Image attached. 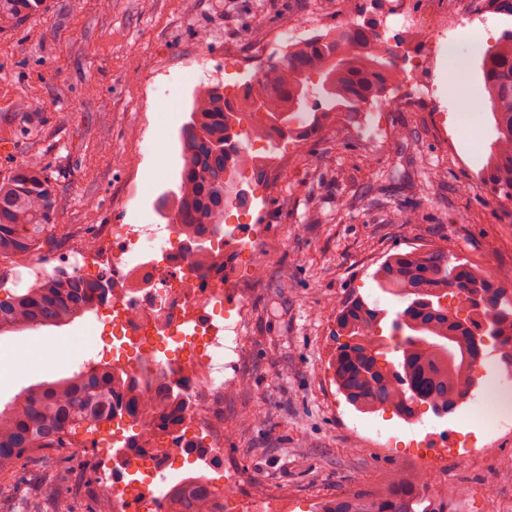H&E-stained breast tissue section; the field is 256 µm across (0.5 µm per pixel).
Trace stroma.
<instances>
[{"label": "stroma", "mask_w": 512, "mask_h": 512, "mask_svg": "<svg viewBox=\"0 0 512 512\" xmlns=\"http://www.w3.org/2000/svg\"><path fill=\"white\" fill-rule=\"evenodd\" d=\"M445 0H47L44 13L0 33V177L32 159L57 186L55 209L64 233H51L42 253L91 237L101 224H160L163 197L176 190L183 168L179 141L192 94L219 83L240 97L254 77L247 62L277 59L274 34L308 27L322 34L352 22L377 23L397 35L396 14L408 9L437 17ZM251 27L250 41L238 31ZM213 32L207 45L199 29ZM433 97L409 103L393 87L391 105L370 104L354 122L338 121L303 139L248 141L261 162L284 159L274 181L254 185L250 172L236 181L248 189L246 206L227 207L230 225L265 227L254 279L247 255L227 271L225 293L248 299L243 352L236 369L243 383L224 398V465L177 459L180 475L223 481L228 467L262 487L263 500L242 512H265L266 499L317 512L325 500L383 491L396 473L413 476L417 451L434 449L443 484L467 487L462 512H512V423L500 425L489 408L502 371L486 356L474 373L470 397L436 416L421 408L413 427L389 409H356L339 391L329 363L342 339L336 314L354 298L396 315L404 299L381 292L372 275L393 253L442 250L494 273L512 269V201L499 198L481 172L496 136L478 65L437 62ZM480 112L471 132L461 114ZM374 116L380 132L364 136ZM408 131L398 140V131ZM451 132L452 145L442 134ZM411 211L415 223L400 221ZM39 346L67 347L65 359L40 362L14 334L11 360L24 371L0 374V409L37 383L66 377L65 361L112 360L111 338L90 336L82 320L36 330ZM482 427L464 430L475 416ZM470 447L468 457L450 458ZM105 445L61 448L67 482L95 479ZM42 449L31 451L15 473L0 478V512H16L39 497L54 512L57 496L42 479Z\"/></svg>", "instance_id": "1"}]
</instances>
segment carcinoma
I'll return each mask as SVG.
<instances>
[{"label": "carcinoma", "mask_w": 512, "mask_h": 512, "mask_svg": "<svg viewBox=\"0 0 512 512\" xmlns=\"http://www.w3.org/2000/svg\"><path fill=\"white\" fill-rule=\"evenodd\" d=\"M45 0H0V32L18 27L42 12ZM395 46L372 23L353 22L298 44L288 56L269 63L247 84L241 99L224 96L218 84H201L193 92L190 119L180 132L183 169L172 223L193 244L200 263L212 257V237L221 233L224 209L242 200L234 174L252 164L246 149L234 145L233 130L240 114L249 113L250 135L275 146L292 132L301 115L310 127L333 121L335 112L352 115L367 103L389 102L396 79ZM480 69L494 105L497 136L491 143L485 179L500 198L512 200V27L483 56ZM318 77L312 84L311 78ZM318 95L326 109L308 105ZM56 185L44 166L26 162L0 179V257L22 266L41 249L47 234L57 229ZM382 292L407 299L391 321V333L402 340L387 348L379 335L387 312L360 300L339 310L341 336L351 341L339 347L332 362L334 380L346 398L360 408H390L412 416L414 404H425L437 415L452 412L475 385L473 369L483 356L484 337L503 370L512 374V271L486 276L466 263L437 251L413 250L388 256L373 274ZM457 283L458 308L464 318L426 311L448 296ZM112 291L107 281H86L60 271L16 294L0 299V335L32 327L62 326L84 316L91 295ZM389 357L385 364L376 357ZM134 380L112 366L94 364L69 377L44 381L21 393L0 410V475L16 469L33 448H70L85 435L118 418L119 408L131 419L132 440L152 441L180 421L185 406L181 388L159 382L151 402L122 404L121 393ZM448 489L420 470L409 481L397 474L385 492L336 497L324 512H441ZM208 485L197 482L171 495L170 512H211Z\"/></svg>", "instance_id": "1"}]
</instances>
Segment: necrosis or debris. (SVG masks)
I'll return each mask as SVG.
<instances>
[{
    "label": "necrosis or debris",
    "instance_id": "necrosis-or-debris-1",
    "mask_svg": "<svg viewBox=\"0 0 512 512\" xmlns=\"http://www.w3.org/2000/svg\"><path fill=\"white\" fill-rule=\"evenodd\" d=\"M460 0H450L445 17L430 23L404 13L400 32L410 36L426 31L416 54L418 65L435 63L452 53L449 20H463ZM179 237L176 224H105L91 248L75 243L40 259L46 267L68 268L82 275L87 264L111 280L112 292L94 301L91 314L104 319L123 357V369L136 380L144 395L154 390V375L169 382H184L189 403L185 422L170 432L163 448H118L110 467L101 470L102 488L112 491V512H167L166 494L146 492L129 499L125 489L133 472L147 476L167 473L170 462L183 456L220 455L224 429L212 415L221 409L226 393L242 383L232 367L240 351V321H221L224 307L223 267L198 269L186 245L166 246L162 236Z\"/></svg>",
    "mask_w": 512,
    "mask_h": 512
}]
</instances>
